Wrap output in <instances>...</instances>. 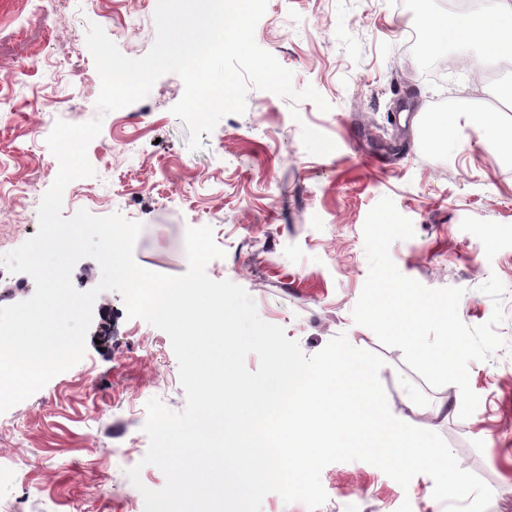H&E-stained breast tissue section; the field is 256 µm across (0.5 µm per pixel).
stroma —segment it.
Instances as JSON below:
<instances>
[{"label": "stroma", "mask_w": 512, "mask_h": 512, "mask_svg": "<svg viewBox=\"0 0 512 512\" xmlns=\"http://www.w3.org/2000/svg\"><path fill=\"white\" fill-rule=\"evenodd\" d=\"M156 5L0 0V251L37 232L59 170L46 145L55 123L101 118L119 147L91 141L95 174L67 185L64 217L83 208L141 223L137 264L171 276L188 268L187 228L211 227L225 255L208 264L210 278L243 287L306 356L341 334L379 355L392 414L445 439L491 487L488 512H512V154L482 129L512 128V112L489 111L501 83L467 72L473 49L441 50L456 68L434 78L427 57L405 46L411 34L428 36L429 18L453 15L452 0H268L256 43L292 71L296 90L313 87L331 109L253 88L245 112L223 117L196 151L171 112L184 91L176 74L130 106L96 107L89 24L138 58L155 41ZM443 119L448 141L437 134ZM385 196L415 230L391 244L392 261L425 287L462 288L464 323L491 318L480 290L490 276L506 287L505 345L468 366L480 398L469 418L459 416L457 386H428L400 349L353 320L369 272L364 223ZM88 336L79 363L0 413V512H144L142 488L164 487L152 465L134 486L126 464L147 452L148 400L186 407L168 335L128 318L121 294L106 291ZM321 482L328 499L318 512H445L426 474L404 488L372 464L337 462Z\"/></svg>", "instance_id": "obj_1"}]
</instances>
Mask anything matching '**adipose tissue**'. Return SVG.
Instances as JSON below:
<instances>
[{"label":"adipose tissue","instance_id":"1","mask_svg":"<svg viewBox=\"0 0 512 512\" xmlns=\"http://www.w3.org/2000/svg\"><path fill=\"white\" fill-rule=\"evenodd\" d=\"M452 42L473 46L488 60L511 59L512 0H484L479 10L432 20V49L441 50Z\"/></svg>","mask_w":512,"mask_h":512}]
</instances>
